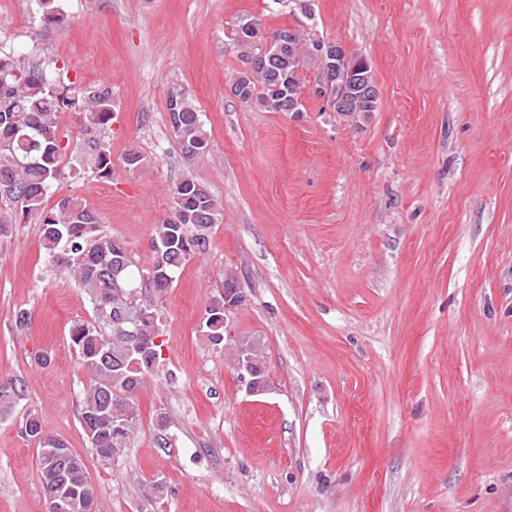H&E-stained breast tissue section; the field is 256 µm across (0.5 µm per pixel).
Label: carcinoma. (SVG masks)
Returning <instances> with one entry per match:
<instances>
[{
	"mask_svg": "<svg viewBox=\"0 0 512 512\" xmlns=\"http://www.w3.org/2000/svg\"><path fill=\"white\" fill-rule=\"evenodd\" d=\"M269 49L260 52L252 44L236 39L242 48L247 71L234 85L242 86L238 100L272 112L288 111V101L300 96L304 78L288 60L308 53L304 32L281 29L271 36ZM0 75L7 92L0 91V199L18 207L21 213L35 215L42 226L43 245L48 256L62 271L75 278L96 307L92 323H80L70 333L80 364L91 376L83 391L80 421L88 443L101 459L103 448L127 447L137 424L132 394L144 376L151 373L158 354L128 357L135 345L132 334L140 326V335L151 336L158 328V314L149 300L137 297V288L126 243L103 233L100 218L77 196L61 198L47 210L44 198L59 175L62 155L57 129V114L67 107H82L88 138L75 145L83 168L99 177L111 173V156L106 144L92 135L108 125L112 118V96L107 91H86L68 85L55 94L43 72L25 69L13 58L0 57ZM167 110L172 136L188 158L199 155L209 145V135L198 112L185 94L170 93ZM186 200L174 202L171 212L154 230L156 255L166 257L164 268L153 266L154 273L167 274L165 283L156 276L147 277V285L161 292L172 283L176 269L190 253L206 250L211 225L202 222L200 213L210 210L220 215L221 204L208 189L189 177L185 183ZM224 312L213 307L207 311L203 337L218 352L224 351ZM124 423V431L115 433L112 422ZM25 433L38 444L37 460L42 487L57 484L72 500L70 512H87L81 491L90 481L83 459L63 469L48 448H64V441L42 435L39 420L26 419Z\"/></svg>",
	"mask_w": 512,
	"mask_h": 512,
	"instance_id": "cac0c4a2",
	"label": "carcinoma"
}]
</instances>
